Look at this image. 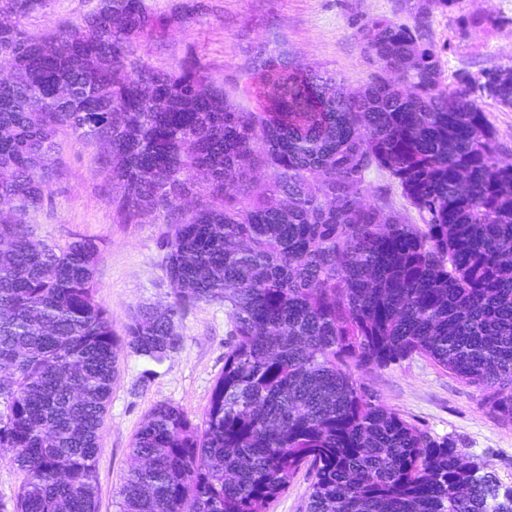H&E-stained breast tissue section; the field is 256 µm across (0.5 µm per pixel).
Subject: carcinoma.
I'll return each instance as SVG.
<instances>
[{"instance_id":"1","label":"carcinoma","mask_w":512,"mask_h":512,"mask_svg":"<svg viewBox=\"0 0 512 512\" xmlns=\"http://www.w3.org/2000/svg\"><path fill=\"white\" fill-rule=\"evenodd\" d=\"M428 12L373 22L380 73L355 96L268 49L257 105L204 66L140 55L165 33L146 0H100L84 24L0 25V448L23 473L12 512H97L100 428L118 352L161 365L171 323L222 301L224 371L199 423L160 404L135 434L118 512H267L313 475L308 512H490L512 488L447 437L380 406L354 370L426 356L512 420V165L479 101L512 107V68L443 81ZM67 128L102 140L124 223L151 212L173 301L123 336L95 299L100 243L34 234ZM269 172L266 182L251 178ZM388 194L367 199L372 173Z\"/></svg>"}]
</instances>
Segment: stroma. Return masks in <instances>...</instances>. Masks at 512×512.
Here are the masks:
<instances>
[{"mask_svg": "<svg viewBox=\"0 0 512 512\" xmlns=\"http://www.w3.org/2000/svg\"><path fill=\"white\" fill-rule=\"evenodd\" d=\"M152 11L170 17L165 36L147 38L145 60L171 68L197 60L223 84L231 100L246 108L255 102L240 96L249 83L248 66L259 46L282 50L293 67L335 75L340 90L359 93L378 72L358 32L365 23L402 21L420 10L429 12V37L446 76L466 71L512 67V0H456L450 9L428 0H147ZM201 4L197 20L184 24L181 7ZM98 0H44L23 18L31 35L57 31L80 21ZM61 175L28 223L44 239L63 244L77 237L101 241L96 266L97 300L122 332L140 306L165 311L172 301L162 265L161 241L166 225L154 215L136 223L120 221L112 207L110 176L103 163L105 148L95 140L57 135ZM180 348L148 371L128 352L118 355L97 459V512H116L118 492L132 468L129 448L134 434L154 407L164 403L200 421L212 389L224 369L231 323L223 302L202 303L177 320ZM356 378L383 407L434 436L453 438L466 455L501 484L512 487V421L494 413L483 393L443 371L423 356L377 370H359Z\"/></svg>", "mask_w": 512, "mask_h": 512, "instance_id": "obj_1", "label": "stroma"}]
</instances>
